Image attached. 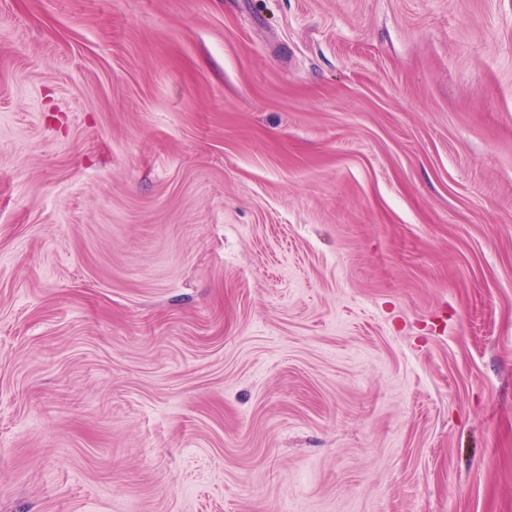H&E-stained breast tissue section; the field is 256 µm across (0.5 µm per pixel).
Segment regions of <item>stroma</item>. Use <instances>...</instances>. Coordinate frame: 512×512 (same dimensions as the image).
<instances>
[{
	"mask_svg": "<svg viewBox=\"0 0 512 512\" xmlns=\"http://www.w3.org/2000/svg\"><path fill=\"white\" fill-rule=\"evenodd\" d=\"M0 512H512V0H0Z\"/></svg>",
	"mask_w": 512,
	"mask_h": 512,
	"instance_id": "1",
	"label": "stroma"
}]
</instances>
